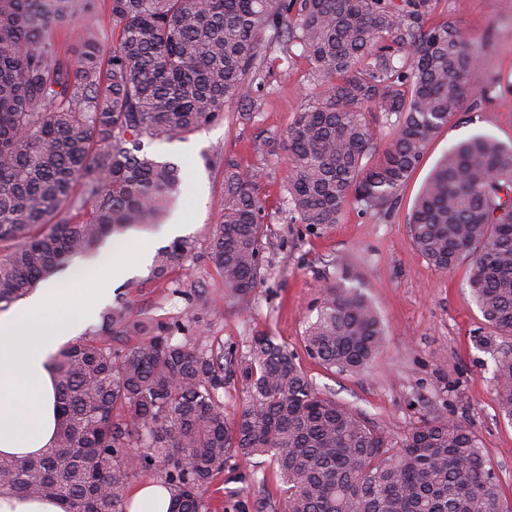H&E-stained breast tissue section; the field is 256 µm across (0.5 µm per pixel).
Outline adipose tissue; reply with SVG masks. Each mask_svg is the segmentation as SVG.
<instances>
[{"instance_id": "ef3b65f1", "label": "adipose tissue", "mask_w": 512, "mask_h": 512, "mask_svg": "<svg viewBox=\"0 0 512 512\" xmlns=\"http://www.w3.org/2000/svg\"><path fill=\"white\" fill-rule=\"evenodd\" d=\"M137 239L107 240L95 258L74 260L63 277H49L26 302L0 312V456L41 455L50 448L57 420L51 359L78 334L60 306L86 290L105 294L127 272L126 248ZM27 403L19 413L15 403Z\"/></svg>"}]
</instances>
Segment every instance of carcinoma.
I'll list each match as a JSON object with an SVG mask.
<instances>
[{
  "instance_id": "1",
  "label": "carcinoma",
  "mask_w": 512,
  "mask_h": 512,
  "mask_svg": "<svg viewBox=\"0 0 512 512\" xmlns=\"http://www.w3.org/2000/svg\"><path fill=\"white\" fill-rule=\"evenodd\" d=\"M118 34L103 56L93 0H0V311L60 265L137 224H154L181 168L141 141L181 140L260 83L261 36L311 65L316 91L289 127V219L319 229L350 205L392 204L430 138L466 96L483 49L429 0H110ZM81 20L70 60L56 26ZM395 114L369 157L371 114ZM257 174L228 162L211 257L225 292L247 297L263 265ZM414 248L447 272L471 257L469 286L487 323L512 336V143L476 134L448 148L408 217ZM193 241L162 248L150 279L168 281ZM308 356L363 372L384 332L352 287L322 289ZM125 338L117 347L103 339ZM496 396L512 421V348L496 352ZM245 403L228 412L224 370ZM53 370L57 428L39 457L0 456V493L58 501L63 512H126L150 474L168 512H211V483L238 460L277 472L288 512H512L478 435L433 416L390 438L320 392L270 336L236 358L184 324L131 319L117 300L95 334L62 348Z\"/></svg>"
}]
</instances>
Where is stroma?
I'll use <instances>...</instances> for the list:
<instances>
[{
    "label": "stroma",
    "mask_w": 512,
    "mask_h": 512,
    "mask_svg": "<svg viewBox=\"0 0 512 512\" xmlns=\"http://www.w3.org/2000/svg\"><path fill=\"white\" fill-rule=\"evenodd\" d=\"M432 8L434 18L455 16L471 40L482 44L485 56L465 100L431 137L421 165L393 204L365 214L347 208L339 223L317 231L289 223L283 140L308 100L313 79L306 60L284 64L281 44L266 39L261 86L251 101L227 104L223 119L185 140L144 139L143 153L156 157L169 150L182 170L177 203L184 208L195 249L171 282L151 281L148 268L137 264L138 253L163 248L161 227L138 226V240L127 252L135 269L112 293L128 301L135 318L197 323L242 356L250 338L259 334L302 352L303 332L321 288L339 280L357 287L384 324L383 343L361 374L304 359L313 383L392 438L434 415L468 424L495 468L504 500L512 503V421L498 412L493 355L476 345L478 337L491 335L506 348L512 338L495 337L484 321L468 286L469 260L447 272L437 270L413 247L407 224L416 196L449 145L475 134L512 139V0H432ZM490 73L506 85V93L486 96ZM229 160L261 173L257 195L265 213L264 269L257 288L243 300L226 296L210 258L208 234L224 214ZM263 473L265 483L249 487L244 511L228 492L234 470L215 479L207 492L212 512H256L260 500L267 512H277L276 472L267 466Z\"/></svg>",
    "instance_id": "stroma-1"
}]
</instances>
